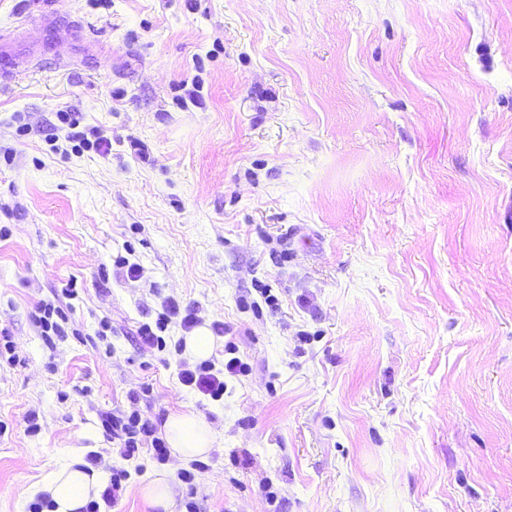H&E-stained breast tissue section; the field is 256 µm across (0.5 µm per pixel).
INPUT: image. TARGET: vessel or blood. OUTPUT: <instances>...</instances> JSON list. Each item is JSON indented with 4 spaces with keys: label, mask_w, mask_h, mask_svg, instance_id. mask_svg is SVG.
I'll return each mask as SVG.
<instances>
[{
    "label": "vessel or blood",
    "mask_w": 512,
    "mask_h": 512,
    "mask_svg": "<svg viewBox=\"0 0 512 512\" xmlns=\"http://www.w3.org/2000/svg\"><path fill=\"white\" fill-rule=\"evenodd\" d=\"M73 24L52 14L43 15L36 32L23 41L0 42V80H15L21 69L41 68L46 52H53L59 66H69L74 58L89 62L95 55L94 43H86L80 52L72 50Z\"/></svg>",
    "instance_id": "b4317fda"
}]
</instances>
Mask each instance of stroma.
I'll return each mask as SVG.
<instances>
[{
	"mask_svg": "<svg viewBox=\"0 0 512 512\" xmlns=\"http://www.w3.org/2000/svg\"><path fill=\"white\" fill-rule=\"evenodd\" d=\"M47 13L100 52L0 83V512L84 446L129 473L100 512L163 469L173 512H512V0H0V34ZM188 313L247 366L223 397ZM187 407L196 462L103 424ZM212 339L208 330L201 327L193 336L185 339V354L192 360L201 361L211 353ZM211 362H204L195 369H184L180 373V380L185 385H195L205 395L219 397L224 394V372H213ZM222 374V378L219 376Z\"/></svg>",
	"mask_w": 512,
	"mask_h": 512,
	"instance_id": "obj_1",
	"label": "stroma"
}]
</instances>
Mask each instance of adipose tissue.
I'll return each instance as SVG.
<instances>
[{
  "label": "adipose tissue",
  "instance_id": "adipose-tissue-1",
  "mask_svg": "<svg viewBox=\"0 0 512 512\" xmlns=\"http://www.w3.org/2000/svg\"><path fill=\"white\" fill-rule=\"evenodd\" d=\"M164 432L174 456L181 460L206 455L218 439L217 432L188 408L170 414ZM108 479L105 469L88 468L77 460L55 472L41 491L51 500L52 512H83L91 500L100 496Z\"/></svg>",
  "mask_w": 512,
  "mask_h": 512
}]
</instances>
